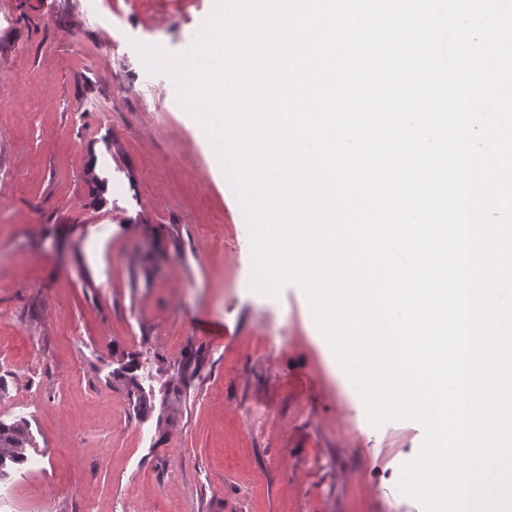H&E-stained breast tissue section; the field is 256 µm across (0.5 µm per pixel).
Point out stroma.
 <instances>
[{
    "label": "stroma",
    "mask_w": 512,
    "mask_h": 512,
    "mask_svg": "<svg viewBox=\"0 0 512 512\" xmlns=\"http://www.w3.org/2000/svg\"><path fill=\"white\" fill-rule=\"evenodd\" d=\"M213 9L0 0V421L35 441L0 512H422L423 426H372L303 290L253 288L237 195L140 55Z\"/></svg>",
    "instance_id": "stroma-1"
}]
</instances>
